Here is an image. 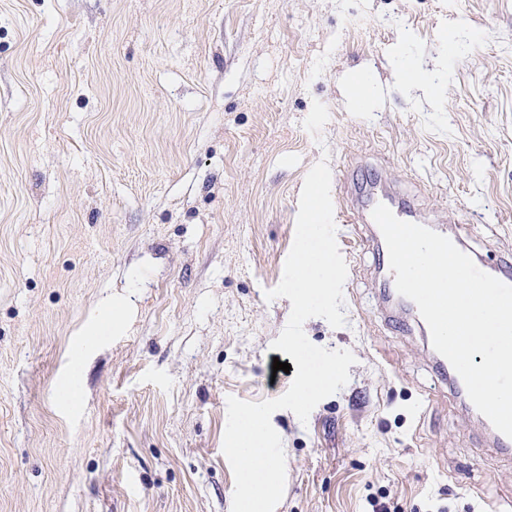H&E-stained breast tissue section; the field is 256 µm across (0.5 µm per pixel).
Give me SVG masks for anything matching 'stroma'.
<instances>
[{
  "instance_id": "obj_1",
  "label": "stroma",
  "mask_w": 512,
  "mask_h": 512,
  "mask_svg": "<svg viewBox=\"0 0 512 512\" xmlns=\"http://www.w3.org/2000/svg\"><path fill=\"white\" fill-rule=\"evenodd\" d=\"M322 160L332 199L352 171L512 249V0H0V512H231L227 399L291 384L265 293ZM334 219L346 324L304 332L357 362L272 414L275 512H512V454Z\"/></svg>"
}]
</instances>
